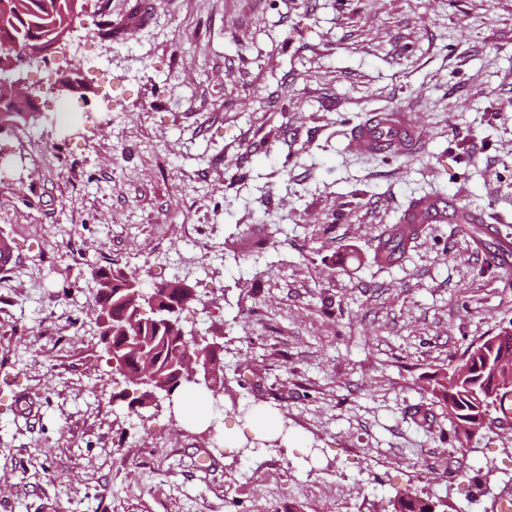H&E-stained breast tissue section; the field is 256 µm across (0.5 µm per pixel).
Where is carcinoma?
Here are the masks:
<instances>
[{
  "label": "carcinoma",
  "instance_id": "carcinoma-1",
  "mask_svg": "<svg viewBox=\"0 0 512 512\" xmlns=\"http://www.w3.org/2000/svg\"><path fill=\"white\" fill-rule=\"evenodd\" d=\"M82 11L83 0H0V73L13 65L19 53L38 60L48 48L66 41ZM36 98L34 88L18 97L0 85V134L38 120L41 113L35 107ZM425 230L426 225L417 224L405 232L396 224L381 244H391L403 255L407 247L402 242H415ZM135 279L136 274L115 261L91 269L89 335L99 340L112 334V345H103L105 364L111 371L124 377L148 365L153 387L169 386L175 391L192 386L187 377L175 376L186 356L212 365L214 371L224 370L223 357L193 344L192 335L181 325L182 311L171 314L169 322L161 326L154 322V306L178 304L190 294L187 279L176 274L170 281L144 290L133 305L129 283ZM508 341L512 343V332L502 330L470 344L461 358L449 365L448 372L435 379L432 395L448 415L453 438H468L488 426L490 408L512 397V389L502 385L505 369L499 366L502 358L512 361ZM391 512L436 510L428 500L410 493L393 500Z\"/></svg>",
  "mask_w": 512,
  "mask_h": 512
}]
</instances>
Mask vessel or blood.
<instances>
[{
	"label": "vessel or blood",
	"instance_id": "b4317fda",
	"mask_svg": "<svg viewBox=\"0 0 512 512\" xmlns=\"http://www.w3.org/2000/svg\"><path fill=\"white\" fill-rule=\"evenodd\" d=\"M352 141L365 154L394 156L416 152L422 134L411 113L403 111L373 112L355 130ZM477 212L462 202L437 196H423L413 200L404 211L405 224H475ZM484 238L475 240L487 265L498 269H512V237L501 234L495 225H486Z\"/></svg>",
	"mask_w": 512,
	"mask_h": 512
}]
</instances>
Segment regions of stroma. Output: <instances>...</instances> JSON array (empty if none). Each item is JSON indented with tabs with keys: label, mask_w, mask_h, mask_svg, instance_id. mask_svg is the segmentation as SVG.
I'll use <instances>...</instances> for the list:
<instances>
[{
	"label": "stroma",
	"mask_w": 512,
	"mask_h": 512,
	"mask_svg": "<svg viewBox=\"0 0 512 512\" xmlns=\"http://www.w3.org/2000/svg\"><path fill=\"white\" fill-rule=\"evenodd\" d=\"M88 40L107 75L71 96L41 86L60 115L31 126L39 150L0 135V236L17 255L0 273V500L389 512L415 492L501 512L512 429L457 441L431 380L512 325V271L472 250L474 225H431L390 266L373 253L427 194L512 235V0H85L57 50ZM394 108L423 134L415 154L351 147ZM266 238L277 247L259 252ZM163 251L195 260L185 327L224 339V392L202 425L113 402L123 382L77 323L90 264L149 286L172 278ZM258 257L271 274L256 276ZM259 410L277 433H252Z\"/></svg>",
	"instance_id": "stroma-1"
}]
</instances>
